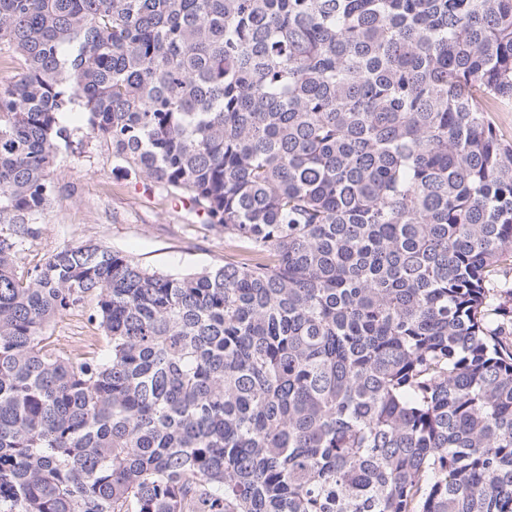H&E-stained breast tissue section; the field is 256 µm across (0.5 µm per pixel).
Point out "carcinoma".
<instances>
[{
  "label": "carcinoma",
  "mask_w": 512,
  "mask_h": 512,
  "mask_svg": "<svg viewBox=\"0 0 512 512\" xmlns=\"http://www.w3.org/2000/svg\"><path fill=\"white\" fill-rule=\"evenodd\" d=\"M1 45L0 512H512V0H0ZM76 114L224 265L18 271ZM98 332L87 321V315L81 311H73L62 316L48 330V334L57 336H91L93 350L97 351L103 345Z\"/></svg>",
  "instance_id": "obj_1"
}]
</instances>
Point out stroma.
I'll list each match as a JSON object with an SVG mask.
<instances>
[{
	"mask_svg": "<svg viewBox=\"0 0 512 512\" xmlns=\"http://www.w3.org/2000/svg\"><path fill=\"white\" fill-rule=\"evenodd\" d=\"M54 177L56 200L40 236L23 252L20 268L87 240L171 274L223 265V233L176 206L161 187L116 169L110 144L84 139L81 149L58 156Z\"/></svg>",
	"mask_w": 512,
	"mask_h": 512,
	"instance_id": "stroma-1",
	"label": "stroma"
}]
</instances>
